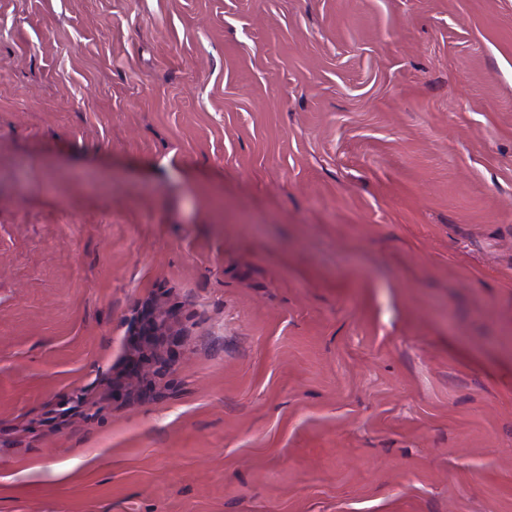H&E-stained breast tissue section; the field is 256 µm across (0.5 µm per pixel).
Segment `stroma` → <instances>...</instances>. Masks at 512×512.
I'll return each instance as SVG.
<instances>
[{"label":"stroma","mask_w":512,"mask_h":512,"mask_svg":"<svg viewBox=\"0 0 512 512\" xmlns=\"http://www.w3.org/2000/svg\"><path fill=\"white\" fill-rule=\"evenodd\" d=\"M0 512H512V0H0ZM160 311L153 308L148 312L145 323L142 327L141 335L144 336L143 344L145 346H151L153 344V336H165L171 332L167 318H159ZM142 345L144 349L145 346Z\"/></svg>","instance_id":"obj_1"}]
</instances>
